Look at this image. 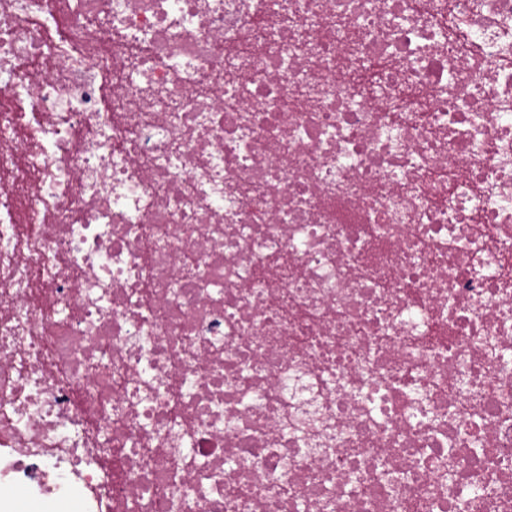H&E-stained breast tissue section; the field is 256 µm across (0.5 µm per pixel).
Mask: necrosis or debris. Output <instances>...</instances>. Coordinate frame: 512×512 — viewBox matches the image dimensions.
I'll return each mask as SVG.
<instances>
[{"mask_svg": "<svg viewBox=\"0 0 512 512\" xmlns=\"http://www.w3.org/2000/svg\"><path fill=\"white\" fill-rule=\"evenodd\" d=\"M0 512H512V0H0Z\"/></svg>", "mask_w": 512, "mask_h": 512, "instance_id": "obj_1", "label": "necrosis or debris"}]
</instances>
